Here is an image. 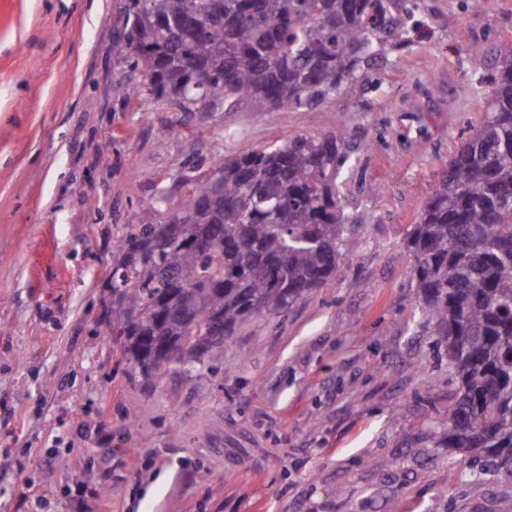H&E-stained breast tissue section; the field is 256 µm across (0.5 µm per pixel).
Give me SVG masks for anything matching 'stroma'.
I'll return each instance as SVG.
<instances>
[{
    "mask_svg": "<svg viewBox=\"0 0 512 512\" xmlns=\"http://www.w3.org/2000/svg\"><path fill=\"white\" fill-rule=\"evenodd\" d=\"M402 2L418 32L354 94L185 113L129 99L124 0H0V512H512L511 476L431 436L453 387L403 257L484 116L472 80L512 51V0ZM337 129L334 279L238 329L211 371L132 375L109 340L126 225L167 223L242 150Z\"/></svg>",
    "mask_w": 512,
    "mask_h": 512,
    "instance_id": "35a3bbf8",
    "label": "stroma"
}]
</instances>
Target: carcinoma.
Listing matches in <instances>:
<instances>
[{
	"instance_id": "1",
	"label": "carcinoma",
	"mask_w": 512,
	"mask_h": 512,
	"mask_svg": "<svg viewBox=\"0 0 512 512\" xmlns=\"http://www.w3.org/2000/svg\"><path fill=\"white\" fill-rule=\"evenodd\" d=\"M119 42L131 96L195 112L254 102L295 111L355 91L385 41L410 40L395 0H125ZM477 126L407 230L422 314L448 346L456 388L438 444L483 451L512 473V55L479 76ZM344 137L296 135L248 149L192 185L166 223L127 229L112 251V346L146 380L198 375L230 336L336 275L346 246ZM224 339L209 340L215 323Z\"/></svg>"
}]
</instances>
